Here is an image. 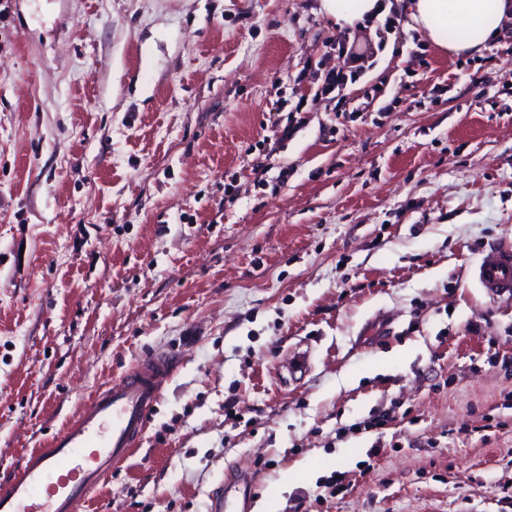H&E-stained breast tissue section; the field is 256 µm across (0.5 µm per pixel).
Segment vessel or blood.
<instances>
[{"label": "vessel or blood", "instance_id": "obj_1", "mask_svg": "<svg viewBox=\"0 0 512 512\" xmlns=\"http://www.w3.org/2000/svg\"><path fill=\"white\" fill-rule=\"evenodd\" d=\"M477 282L494 297H512V252L481 261ZM175 368L157 354L112 378L47 447L27 453L0 480V512H80L112 469L140 445Z\"/></svg>", "mask_w": 512, "mask_h": 512}]
</instances>
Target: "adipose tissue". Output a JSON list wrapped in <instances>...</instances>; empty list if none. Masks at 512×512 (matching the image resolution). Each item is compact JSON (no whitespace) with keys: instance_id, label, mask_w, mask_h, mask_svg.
<instances>
[{"instance_id":"adipose-tissue-1","label":"adipose tissue","mask_w":512,"mask_h":512,"mask_svg":"<svg viewBox=\"0 0 512 512\" xmlns=\"http://www.w3.org/2000/svg\"><path fill=\"white\" fill-rule=\"evenodd\" d=\"M403 7L434 46L451 55L476 54L512 20V0H404ZM378 0H320L319 11L340 27L376 16Z\"/></svg>"}]
</instances>
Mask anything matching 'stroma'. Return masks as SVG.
I'll return each mask as SVG.
<instances>
[{
	"mask_svg": "<svg viewBox=\"0 0 512 512\" xmlns=\"http://www.w3.org/2000/svg\"><path fill=\"white\" fill-rule=\"evenodd\" d=\"M389 2L0 0V476L168 353L81 512H212L236 470L250 512H512V298L474 279L512 247V25L446 56ZM319 11L337 26L355 27L378 16L380 0H319ZM359 67L351 68L349 71H329L325 74L323 82L319 87L320 94L322 96H328L339 91L345 87L348 82L351 84L356 83L360 78Z\"/></svg>",
	"mask_w": 512,
	"mask_h": 512,
	"instance_id": "obj_1",
	"label": "stroma"
}]
</instances>
